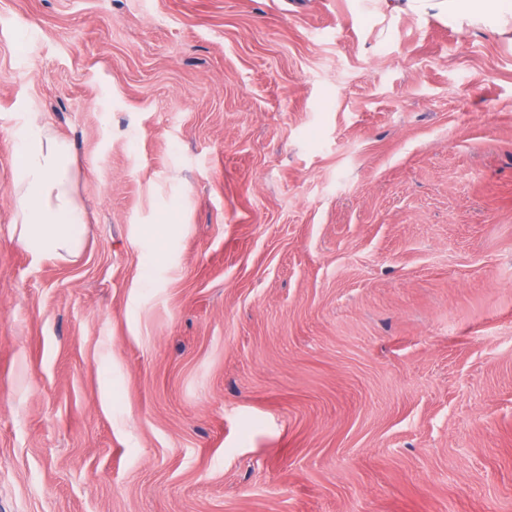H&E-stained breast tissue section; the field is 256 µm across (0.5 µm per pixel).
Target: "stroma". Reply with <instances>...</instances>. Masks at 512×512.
I'll use <instances>...</instances> for the list:
<instances>
[{
  "instance_id": "obj_1",
  "label": "stroma",
  "mask_w": 512,
  "mask_h": 512,
  "mask_svg": "<svg viewBox=\"0 0 512 512\" xmlns=\"http://www.w3.org/2000/svg\"><path fill=\"white\" fill-rule=\"evenodd\" d=\"M0 512H512V25L0 0ZM13 235L32 262L78 255L87 211L75 188L72 145L29 112L15 134Z\"/></svg>"
}]
</instances>
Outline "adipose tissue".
<instances>
[{
    "instance_id": "obj_1",
    "label": "adipose tissue",
    "mask_w": 512,
    "mask_h": 512,
    "mask_svg": "<svg viewBox=\"0 0 512 512\" xmlns=\"http://www.w3.org/2000/svg\"><path fill=\"white\" fill-rule=\"evenodd\" d=\"M404 6L460 25L512 19V0H404ZM14 150L12 224L18 244L36 264L78 255L87 211L76 193L71 144L31 112L15 134Z\"/></svg>"
}]
</instances>
